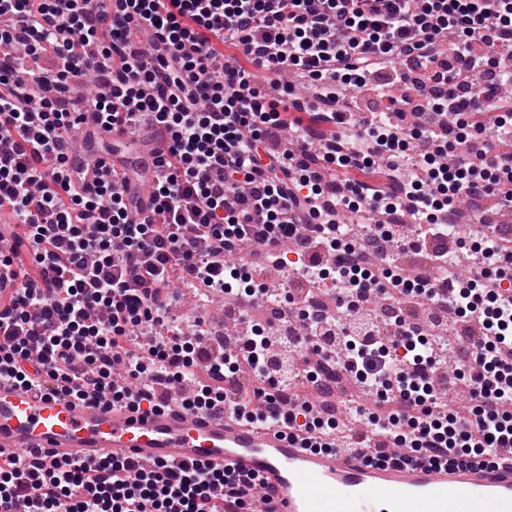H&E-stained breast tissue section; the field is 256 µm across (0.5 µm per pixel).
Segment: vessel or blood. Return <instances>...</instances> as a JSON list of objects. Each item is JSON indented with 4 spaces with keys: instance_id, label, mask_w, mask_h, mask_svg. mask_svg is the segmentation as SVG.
I'll list each match as a JSON object with an SVG mask.
<instances>
[{
    "instance_id": "obj_1",
    "label": "vessel or blood",
    "mask_w": 512,
    "mask_h": 512,
    "mask_svg": "<svg viewBox=\"0 0 512 512\" xmlns=\"http://www.w3.org/2000/svg\"><path fill=\"white\" fill-rule=\"evenodd\" d=\"M95 112L84 111L68 169L82 193L113 171L147 173L136 160L93 154ZM41 451L59 460L103 457L158 463H211L260 476L277 512H512V467L495 471L457 461L368 466L333 451H311L275 431L240 425L230 411L142 413L24 387L0 377V456Z\"/></svg>"
}]
</instances>
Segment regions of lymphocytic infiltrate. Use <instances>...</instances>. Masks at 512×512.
<instances>
[{
	"instance_id": "1",
	"label": "lymphocytic infiltrate",
	"mask_w": 512,
	"mask_h": 512,
	"mask_svg": "<svg viewBox=\"0 0 512 512\" xmlns=\"http://www.w3.org/2000/svg\"><path fill=\"white\" fill-rule=\"evenodd\" d=\"M508 45L512 0H0V204L20 220L0 224V239L33 253L0 306V365L24 386L47 377L58 395L134 410L228 407L371 465L512 464V245L442 231L462 201L512 208V113L489 133L470 121L512 100L485 85ZM255 67L294 71L307 96L288 84L272 96ZM366 86L396 124L353 119L345 94ZM84 109L110 132L165 129L155 220L130 216L135 193L107 183L89 197L68 179L67 137ZM329 165L344 176L332 199ZM380 165L386 187L363 181ZM378 212L391 217L379 241L351 246L347 235ZM387 241L431 257L476 249L483 267L472 287L454 272L440 285L381 258ZM291 247L306 277L337 281L322 314L282 297L304 330L296 346L261 332L213 344L201 321L187 332L171 320L176 281L202 304L223 296L244 319L264 312L270 291L243 272L252 257L287 263ZM437 310L479 327L452 370L463 406L439 392L444 346L426 321ZM309 349L371 397L375 412L356 409L369 429L290 400L315 378ZM246 367L262 382L249 402ZM260 486L205 463L9 458L0 512H255L258 501L275 512Z\"/></svg>"
}]
</instances>
